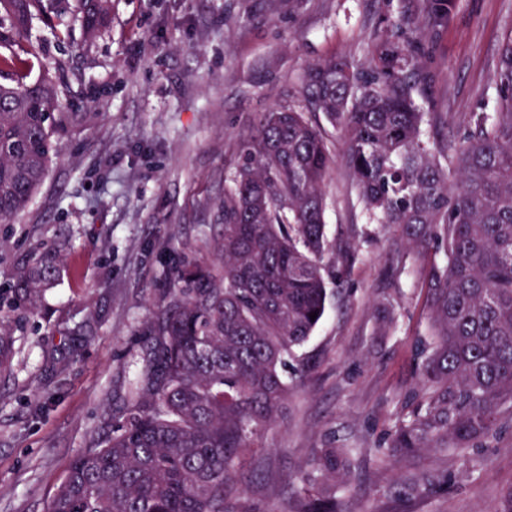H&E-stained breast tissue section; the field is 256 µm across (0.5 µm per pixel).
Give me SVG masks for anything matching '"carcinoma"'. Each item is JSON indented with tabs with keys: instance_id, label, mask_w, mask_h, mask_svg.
Returning a JSON list of instances; mask_svg holds the SVG:
<instances>
[{
	"instance_id": "obj_1",
	"label": "carcinoma",
	"mask_w": 512,
	"mask_h": 512,
	"mask_svg": "<svg viewBox=\"0 0 512 512\" xmlns=\"http://www.w3.org/2000/svg\"><path fill=\"white\" fill-rule=\"evenodd\" d=\"M454 0H426L428 22ZM79 13L95 38L109 0H0V224L23 212L75 124L58 111L54 80L28 76L33 20L69 27ZM426 32L389 22L366 62L310 65L302 101L262 114L241 149L232 185L214 205L224 221L217 261L183 258L162 269L142 335L143 366L123 414L76 457L48 512H228L251 449L287 415L288 360L323 318L328 284L343 277L351 244L328 239L325 187L333 157L314 117L342 132L344 166L358 197L407 246L443 250L427 277L430 328L420 340L414 408L378 448L388 460L423 451L484 448L512 426V31L493 75V111L462 119L467 135L430 140L413 91ZM67 240L35 241L0 285V377L14 336L38 312L42 291L66 271ZM316 314L311 319L310 314ZM354 448H323L303 477L293 512H336Z\"/></svg>"
}]
</instances>
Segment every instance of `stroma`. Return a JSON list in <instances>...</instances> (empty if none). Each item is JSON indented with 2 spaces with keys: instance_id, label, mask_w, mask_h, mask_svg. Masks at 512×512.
I'll return each instance as SVG.
<instances>
[{
  "instance_id": "35a3bbf8",
  "label": "stroma",
  "mask_w": 512,
  "mask_h": 512,
  "mask_svg": "<svg viewBox=\"0 0 512 512\" xmlns=\"http://www.w3.org/2000/svg\"><path fill=\"white\" fill-rule=\"evenodd\" d=\"M427 30L424 111L487 112L512 0H455ZM425 22V0H112L86 41L79 23H38L32 75L52 68L60 109L82 120L59 134L61 155L14 224L0 227V274L30 242L68 234L75 278L43 293L0 378V512H46L70 463L112 427L141 366L139 333L168 283L164 265L211 260L241 145L261 113L295 104L308 64L361 63L388 21ZM326 224L355 246L343 284L290 365L288 415L253 449L236 512H291L322 448H352L339 512H495L512 489V429L489 447L410 462L376 451L417 383L428 333L427 259L395 228L370 220L343 165L326 186ZM394 325L378 326L384 312ZM419 472L449 482L410 495Z\"/></svg>"
}]
</instances>
